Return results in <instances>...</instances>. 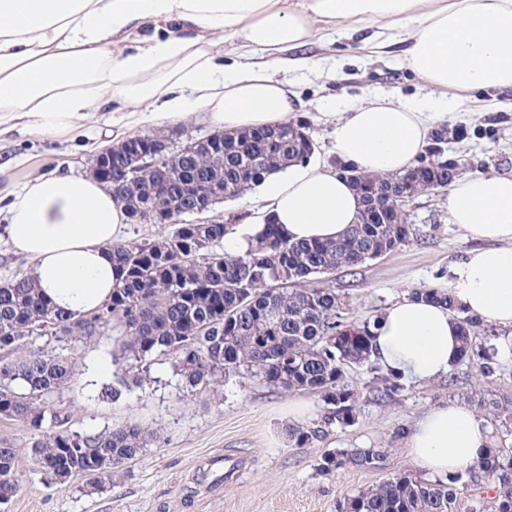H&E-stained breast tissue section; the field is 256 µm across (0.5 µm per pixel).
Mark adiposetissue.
I'll return each mask as SVG.
<instances>
[{
    "label": "adipose tissue",
    "mask_w": 512,
    "mask_h": 512,
    "mask_svg": "<svg viewBox=\"0 0 512 512\" xmlns=\"http://www.w3.org/2000/svg\"><path fill=\"white\" fill-rule=\"evenodd\" d=\"M156 33L129 46L147 26ZM362 34L361 49L387 47L403 31L406 61L434 98L392 96L359 103L335 119L336 154L371 174H402L425 146L430 123L464 106V91L512 89V0H0V136L30 131L64 137L90 113L129 107L128 126L160 124L204 110L227 131L287 122L295 94L275 67L306 68L298 49L336 27ZM236 63H225L221 40ZM458 90L449 98V90ZM7 244L30 258L31 277L59 308L83 314L112 293L107 249L127 211L89 176L42 175L8 189ZM252 223L234 225L224 249L245 253L266 216L294 242L336 239L357 223L352 185L324 162L289 166L262 181ZM452 223L480 246L465 252L448 290L496 329L512 356V177L467 173L448 190ZM459 329L447 308L403 295L374 331L373 358L415 383L447 376ZM410 462L427 475L463 471L492 446L475 412L454 402L423 411L404 436Z\"/></svg>",
    "instance_id": "adipose-tissue-1"
}]
</instances>
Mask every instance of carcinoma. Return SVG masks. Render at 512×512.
Segmentation results:
<instances>
[{
  "instance_id": "cac0c4a2",
  "label": "carcinoma",
  "mask_w": 512,
  "mask_h": 512,
  "mask_svg": "<svg viewBox=\"0 0 512 512\" xmlns=\"http://www.w3.org/2000/svg\"><path fill=\"white\" fill-rule=\"evenodd\" d=\"M462 136V130H436L425 157L395 177L340 166L364 205L343 237L290 242L267 218L243 255L224 251L230 225L199 224L191 217L214 184H224V199L231 200L289 163L310 158L315 143L306 124L214 134L206 138L207 149L190 141L174 151L170 136L143 135L130 147L155 148L157 154L137 172L130 170L123 145L112 148L100 182L133 223L147 216L167 232L108 248L116 268L112 294L89 313L59 311L29 276L0 284V418L29 428L36 472L53 485L81 481L99 490L150 442L148 431L135 424L99 432L68 427L69 407L55 396L76 380L65 350L79 342L115 337L121 355L142 365L156 354L171 356L193 389L246 375L287 392L313 394L323 403L327 427L355 423L361 394L349 381L351 369L379 374L373 400L385 403L398 395L401 379L380 373L371 360L381 317L351 332L341 329L340 299L327 282L341 270L355 273L414 234L413 225L388 211L389 196L398 189L412 194L448 187L461 172L448 157V144ZM412 294L448 307L460 325L459 361L473 363L482 378L492 377L495 353L477 338L495 335V328L465 312L447 291L416 288ZM478 403L495 418L512 417L511 398ZM385 457L383 448L342 449L325 455L318 469L376 470ZM18 468L17 449L0 446V505L21 491ZM465 477L477 487L465 512H512V447L493 448L464 473L444 478L396 472L344 499L339 512H456V484Z\"/></svg>"
}]
</instances>
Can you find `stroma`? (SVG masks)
I'll list each match as a JSON object with an SVG mask.
<instances>
[{
	"mask_svg": "<svg viewBox=\"0 0 512 512\" xmlns=\"http://www.w3.org/2000/svg\"><path fill=\"white\" fill-rule=\"evenodd\" d=\"M301 53L315 61V68H279L275 75L297 95L291 118L307 123L317 146L315 158L331 165L336 162L331 113L348 111L376 94L407 102L432 95L431 87L408 67L400 42L373 58L364 55L356 40L345 38L330 46H307ZM472 98L476 108L451 109L435 118L434 128L464 130L452 152L464 171L512 174V92L489 89L473 92ZM124 123L123 111L115 110L91 114L68 137L37 132L1 137L0 159L16 165L0 175V183L49 173L87 174L100 151L119 143ZM214 131L202 113L133 129L137 135L169 134L176 147ZM447 197L444 190L413 197L406 206L415 229L410 240L363 264L355 275L339 272L329 279L342 301L345 325L356 327L382 314L394 298L412 289L447 287L454 265L474 246L450 222ZM72 352L77 380L60 395L71 410V429L101 431L135 423L151 428L152 440L103 489L89 493L76 484L66 489L44 484L28 460L30 430L0 420V439H10L22 457V489L5 512H338L348 496L408 470L400 434L430 405L453 400L471 408L479 393L512 398L511 358L502 359L494 378H479L471 364L462 363L451 378L406 384L399 396L383 404L365 392L369 374L354 370L350 376L363 390L355 423L331 426L325 438L298 446L286 435L293 424L290 413L304 408V427L319 425L323 405L315 395L289 393L248 377L230 378L217 393H202L187 388L168 356L155 358L139 378L119 359L117 345L106 339L77 344ZM118 383L124 390L115 400L109 390ZM343 448H383L387 456L378 470L320 473L322 457ZM219 457L236 466L222 487H207L202 475Z\"/></svg>",
	"mask_w": 512,
	"mask_h": 512,
	"instance_id": "obj_1",
	"label": "stroma"
}]
</instances>
